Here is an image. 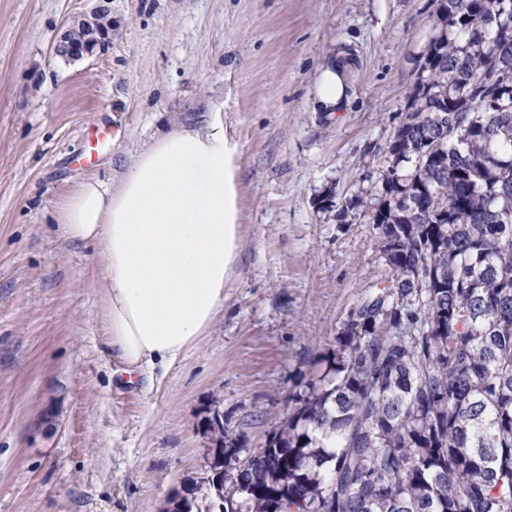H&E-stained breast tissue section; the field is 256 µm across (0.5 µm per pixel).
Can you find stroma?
I'll return each instance as SVG.
<instances>
[{
  "label": "stroma",
  "mask_w": 512,
  "mask_h": 512,
  "mask_svg": "<svg viewBox=\"0 0 512 512\" xmlns=\"http://www.w3.org/2000/svg\"><path fill=\"white\" fill-rule=\"evenodd\" d=\"M95 0H0V512H164L209 468L220 413L253 448L388 267L371 197L435 34L440 0H110L112 34L53 46ZM346 56L341 111L318 106ZM222 116L239 257L211 328L128 379L97 287L101 249L56 222L85 178L118 182L177 124ZM112 141L85 162L91 130ZM89 16L77 22L69 23L63 30L59 41L53 48V54L65 61H79L85 57L93 56L107 42L110 27L103 26L96 20L98 16L109 14L108 9L101 0ZM97 23V26H96ZM83 27L88 35L82 41L73 36L74 30Z\"/></svg>",
  "instance_id": "stroma-1"
}]
</instances>
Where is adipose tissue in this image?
Returning a JSON list of instances; mask_svg holds the SVG:
<instances>
[{"instance_id": "ef3b65f1", "label": "adipose tissue", "mask_w": 512, "mask_h": 512, "mask_svg": "<svg viewBox=\"0 0 512 512\" xmlns=\"http://www.w3.org/2000/svg\"><path fill=\"white\" fill-rule=\"evenodd\" d=\"M232 149L218 114L174 126L144 148L118 185L90 177L57 222L97 242L109 344L125 373L168 366L203 336L238 258Z\"/></svg>"}]
</instances>
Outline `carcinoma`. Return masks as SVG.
<instances>
[{"label": "carcinoma", "instance_id": "obj_1", "mask_svg": "<svg viewBox=\"0 0 512 512\" xmlns=\"http://www.w3.org/2000/svg\"><path fill=\"white\" fill-rule=\"evenodd\" d=\"M375 203L389 275L172 512H512V0H441Z\"/></svg>", "mask_w": 512, "mask_h": 512}]
</instances>
